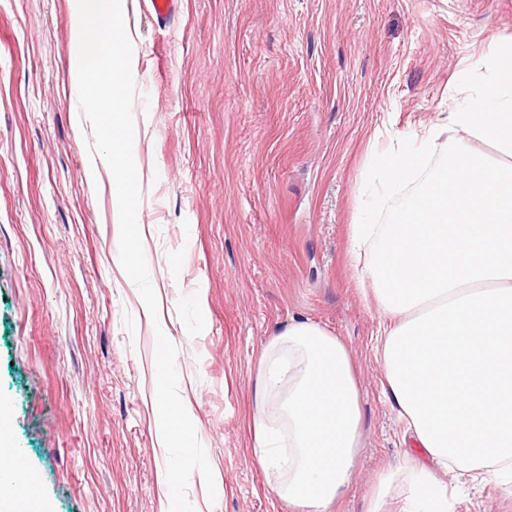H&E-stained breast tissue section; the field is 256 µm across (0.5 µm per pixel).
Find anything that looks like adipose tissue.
Segmentation results:
<instances>
[{
	"instance_id": "adipose-tissue-1",
	"label": "adipose tissue",
	"mask_w": 512,
	"mask_h": 512,
	"mask_svg": "<svg viewBox=\"0 0 512 512\" xmlns=\"http://www.w3.org/2000/svg\"><path fill=\"white\" fill-rule=\"evenodd\" d=\"M512 41L448 114L460 134L438 166L431 126L370 167L380 209L405 184L388 224H356L350 250L384 320L377 338L383 393L425 452L383 475L369 512L396 477L400 512H450L448 483L512 475ZM491 145L490 159L478 144ZM253 451L289 512H332L361 448L360 392L341 339L291 319L264 346L253 389ZM35 489L0 421V512H35Z\"/></svg>"
}]
</instances>
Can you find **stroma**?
<instances>
[{"instance_id": "obj_1", "label": "stroma", "mask_w": 512, "mask_h": 512, "mask_svg": "<svg viewBox=\"0 0 512 512\" xmlns=\"http://www.w3.org/2000/svg\"><path fill=\"white\" fill-rule=\"evenodd\" d=\"M75 0H0V408L44 512H168L150 396L156 337L112 258L109 177L70 75ZM139 221L179 393L212 468L196 512H288L252 448L259 354L294 318L339 336L362 448L334 512L422 453L383 395L380 307L351 227L367 159L446 123L512 0H127ZM454 512H512L466 486Z\"/></svg>"}]
</instances>
